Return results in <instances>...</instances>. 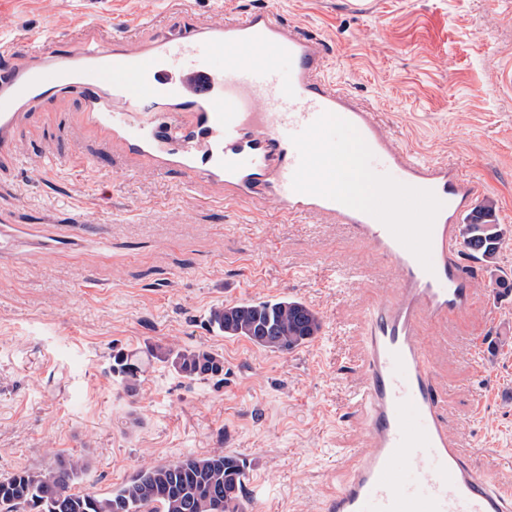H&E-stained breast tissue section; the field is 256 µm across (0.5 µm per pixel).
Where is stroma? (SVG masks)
Returning a JSON list of instances; mask_svg holds the SVG:
<instances>
[{"mask_svg": "<svg viewBox=\"0 0 512 512\" xmlns=\"http://www.w3.org/2000/svg\"><path fill=\"white\" fill-rule=\"evenodd\" d=\"M0 0V67L78 40H157L188 13L222 23L262 8L323 45L329 79L371 103L395 144L450 163L478 186L507 233L512 280V0ZM86 221L73 223V205ZM0 212L15 216L0 254V475L80 455L81 488L107 495L142 466L221 449L246 459L249 512H319L366 447L349 414L362 374L359 325L389 294L383 260L315 217L283 220L191 184L176 164L139 165L60 94L22 113L0 157ZM359 269L336 284L335 268ZM478 302L424 331L467 447L512 451V290L470 270ZM302 300L317 338L270 353L212 332L215 306ZM201 345L222 381L147 367L136 395L111 371L116 350Z\"/></svg>", "mask_w": 512, "mask_h": 512, "instance_id": "35a3bbf8", "label": "stroma"}]
</instances>
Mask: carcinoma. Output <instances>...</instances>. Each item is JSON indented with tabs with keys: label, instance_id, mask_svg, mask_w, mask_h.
Instances as JSON below:
<instances>
[{
	"label": "carcinoma",
	"instance_id": "cac0c4a2",
	"mask_svg": "<svg viewBox=\"0 0 512 512\" xmlns=\"http://www.w3.org/2000/svg\"><path fill=\"white\" fill-rule=\"evenodd\" d=\"M466 245L488 269L496 267L504 235L489 213L479 211L459 225ZM212 331L245 339L270 352H292L321 331L319 313L288 297L230 302L209 315ZM154 362L189 380L224 376V356L204 346L148 344L138 353L119 351L112 372L129 394L137 392L141 365ZM86 470L83 457H58L47 467L25 468L0 478V512H247L246 460L222 450L142 467L109 495L74 488Z\"/></svg>",
	"mask_w": 512,
	"mask_h": 512
}]
</instances>
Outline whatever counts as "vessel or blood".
I'll return each mask as SVG.
<instances>
[{
    "mask_svg": "<svg viewBox=\"0 0 512 512\" xmlns=\"http://www.w3.org/2000/svg\"><path fill=\"white\" fill-rule=\"evenodd\" d=\"M326 67L318 40L267 9L222 25L188 19L136 50L81 42L0 72V156L11 151L20 112L68 92L97 129L127 141L146 164H179L223 184L234 200L275 201L286 218L343 225L387 261L394 290L363 321V377L351 407L369 445L321 512H512V484L481 475L472 452L450 434L443 387L420 338L424 325L446 332L477 302L458 230L477 186L448 163L396 148L378 112L329 83ZM325 112L355 126L375 172L442 201L432 270L376 218L294 191L300 158L291 137Z\"/></svg>",
    "mask_w": 512,
    "mask_h": 512,
    "instance_id": "obj_1",
    "label": "vessel or blood"
}]
</instances>
